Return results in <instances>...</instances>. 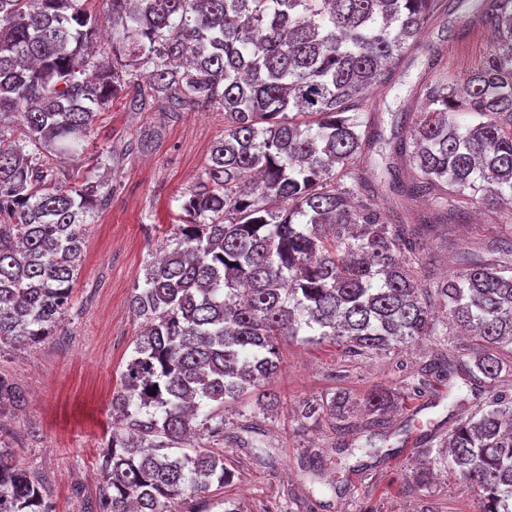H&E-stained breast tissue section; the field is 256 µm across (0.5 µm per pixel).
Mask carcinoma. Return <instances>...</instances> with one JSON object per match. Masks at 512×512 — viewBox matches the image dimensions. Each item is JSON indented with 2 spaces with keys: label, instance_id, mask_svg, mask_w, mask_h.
<instances>
[{
  "label": "carcinoma",
  "instance_id": "1",
  "mask_svg": "<svg viewBox=\"0 0 512 512\" xmlns=\"http://www.w3.org/2000/svg\"><path fill=\"white\" fill-rule=\"evenodd\" d=\"M88 0H0V352L64 330L83 260L87 218L116 186L94 170L119 157L87 152L100 112H224L201 180L181 195V223L145 267L131 306L144 320L112 392L115 416L84 512H180L224 487V456L196 437L258 448L260 430L226 432L224 404L281 369L278 339L334 340L354 355L402 352L465 330L489 352L438 353L399 388L362 399L368 445L388 441L386 415L431 378L487 390L480 409L423 455L450 460L478 489V512H512V398L491 391L512 371L491 350L512 345V238L458 252V271L428 268L432 233L471 206L512 211V0H489L471 22L497 46L460 86L439 77L424 28L446 0H106L112 61L87 73L100 17ZM428 53L426 108L389 139L384 180L368 159L382 140L366 90L399 59ZM142 67L150 76L138 77ZM469 115L464 122L460 116ZM86 164L75 179L57 167ZM430 203L426 212L414 202ZM24 395L0 374V430ZM353 397L305 401L301 426L325 416L350 432ZM0 512H53L45 482L0 438Z\"/></svg>",
  "mask_w": 512,
  "mask_h": 512
}]
</instances>
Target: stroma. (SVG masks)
Returning a JSON list of instances; mask_svg holds the SVG:
<instances>
[{
	"instance_id": "obj_1",
	"label": "stroma",
	"mask_w": 512,
	"mask_h": 512,
	"mask_svg": "<svg viewBox=\"0 0 512 512\" xmlns=\"http://www.w3.org/2000/svg\"><path fill=\"white\" fill-rule=\"evenodd\" d=\"M424 39L438 46L443 72L453 84L477 69L495 44L489 26L470 27L457 0H447ZM425 63L422 55L406 62L391 84L370 91L368 105L384 134H391L399 115L416 121L420 105L414 93L423 83ZM147 126L161 130L160 142L115 168L112 179L119 189L110 207L96 213L86 228L85 258L72 297L76 315L68 335L0 353V372L12 376L26 396L7 423L11 451L46 481L54 512H83L85 499L98 491L96 457L112 424V391L141 331L130 306L133 289L143 283L152 252L178 221L180 195L199 182L210 145L223 136L224 114L187 112L175 120L126 111L116 100L100 113L89 149L121 150ZM510 232L507 210L491 211L478 203L469 223L449 225L446 237L433 241L429 257L441 273L449 274L457 268V250ZM434 350V342L428 341L401 356L351 357L333 342L281 339L280 372L252 392L256 399L277 396L273 412L254 418L245 403L224 408L229 431L257 424L272 465L255 461L249 449L234 441L213 443L235 477L223 489L211 490L205 501H186L183 512H224L226 500L241 512H424L428 507L476 512V490L450 466L438 467L423 490L415 492L405 484L421 457L420 433L448 431L473 411L475 401L460 380H438L432 395L402 399L389 427L390 451L381 457L370 456L364 438L356 434L345 438L349 451H338L328 421L307 430L297 422L302 402L339 389L359 400L373 388L399 386V365L414 367ZM313 459L330 475L331 484L313 478ZM75 484L82 486L83 497L72 494Z\"/></svg>"
}]
</instances>
